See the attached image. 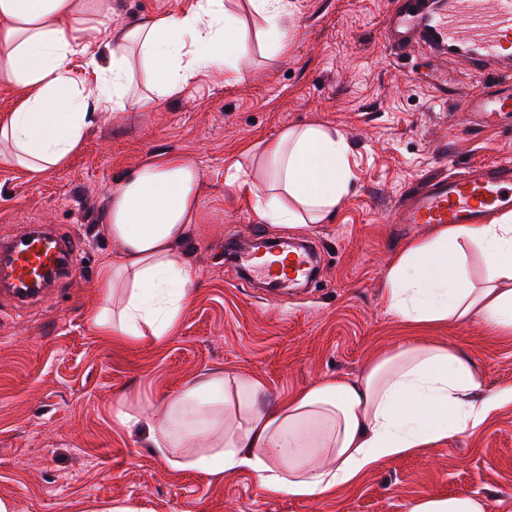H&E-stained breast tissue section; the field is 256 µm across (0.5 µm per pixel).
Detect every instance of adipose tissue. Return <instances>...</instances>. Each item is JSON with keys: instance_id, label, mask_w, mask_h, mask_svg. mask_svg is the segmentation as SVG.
<instances>
[{"instance_id": "1", "label": "adipose tissue", "mask_w": 512, "mask_h": 512, "mask_svg": "<svg viewBox=\"0 0 512 512\" xmlns=\"http://www.w3.org/2000/svg\"><path fill=\"white\" fill-rule=\"evenodd\" d=\"M242 42L238 19L224 0H197L183 14L149 15L112 26V0H0V84L19 89L0 146L8 163L40 175L62 168L80 149L90 110L111 104L150 110L157 96L177 92L186 71L231 67ZM109 64L97 68L89 91L71 76L81 53ZM344 135L321 125L282 130L257 158L260 181L235 168L230 183L245 188L269 224H316L336 208L352 178ZM200 172L177 155L139 167L109 191L106 233L122 246L104 260L97 286L104 300L90 319L103 336L139 339L170 334L194 284L174 246L195 218ZM480 250L484 281L474 286L462 242ZM123 289L119 312L108 303ZM389 309L411 323L464 320L481 314L512 335V213L491 224H451L430 239L409 242L392 263ZM482 374L464 354L407 341L356 378L305 388L277 406L257 409L264 381L211 376L187 383L158 411L156 451L172 449L235 425L210 451L180 461L183 469L255 474L272 493L311 497L354 483L380 460L474 430L512 389L475 398Z\"/></svg>"}]
</instances>
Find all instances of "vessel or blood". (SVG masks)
Returning <instances> with one entry per match:
<instances>
[{
    "label": "vessel or blood",
    "mask_w": 512,
    "mask_h": 512,
    "mask_svg": "<svg viewBox=\"0 0 512 512\" xmlns=\"http://www.w3.org/2000/svg\"><path fill=\"white\" fill-rule=\"evenodd\" d=\"M386 48L398 57L423 44L439 52L464 55L481 89L470 96L468 111L483 123L512 112V0H393L384 32ZM512 211V163L468 168L437 176L396 207V224H488ZM71 243L44 227H34L0 245V290L17 303L44 295L46 272H63ZM241 267L260 270L271 283L296 286L309 278L311 254L240 253Z\"/></svg>",
    "instance_id": "obj_1"
}]
</instances>
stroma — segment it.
I'll return each instance as SVG.
<instances>
[{
    "label": "stroma",
    "instance_id": "stroma-1",
    "mask_svg": "<svg viewBox=\"0 0 512 512\" xmlns=\"http://www.w3.org/2000/svg\"><path fill=\"white\" fill-rule=\"evenodd\" d=\"M288 2L294 29L282 52L268 50L248 0H225L245 44L236 72L189 73L147 112L98 110L61 170L34 175L0 160V239L53 224L78 242L73 271L52 295L24 309L0 298V498L15 512H90L109 502L136 512H410L424 496H475L487 512L512 504V405L473 431L306 498L269 493L247 470L176 468L154 450L158 409L204 375L261 377L258 405L266 408L359 376L414 339L468 356L484 375L483 392L512 387V335L479 315L410 323L386 303L398 253L436 231L392 223L393 207L430 176L512 161V113L489 128L472 123L464 100L478 83L463 59L388 57L391 0ZM194 3L112 0V23ZM440 71L448 74L444 98L431 92ZM309 124L346 137L348 192L323 223H265L253 197L227 184L228 169L247 147ZM165 155L201 173L196 221L176 246L194 286L169 336L99 335L90 321L101 303L97 270L121 253L105 232L108 191ZM259 232L316 244L309 287L270 301L265 289L243 284L225 246ZM122 411L139 412L140 425H121Z\"/></svg>",
    "mask_w": 512,
    "mask_h": 512
}]
</instances>
